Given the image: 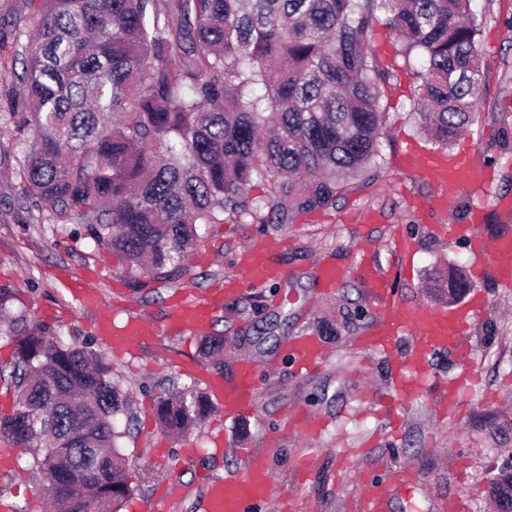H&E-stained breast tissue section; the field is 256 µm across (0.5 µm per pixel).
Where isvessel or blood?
Segmentation results:
<instances>
[{"label":"vessel or blood","instance_id":"1","mask_svg":"<svg viewBox=\"0 0 512 512\" xmlns=\"http://www.w3.org/2000/svg\"><path fill=\"white\" fill-rule=\"evenodd\" d=\"M406 158L415 165L424 180L438 188L444 200L452 197L461 186L475 191L483 190L490 177L487 167L476 164L465 152L447 156L412 147ZM483 221L482 212L476 210L468 223L449 225L448 232L468 243L475 276H483L491 269L501 282L511 285L512 236L487 239L478 231ZM352 272L368 286L380 311L370 335L361 338L360 343L387 355L392 371L394 399L403 401L432 390L436 393L439 408L455 406L460 397V383L436 387L427 357L436 351H462L463 338L472 319L482 308L479 296H471L465 304L451 310L432 309L401 301L396 297L387 274L365 257L351 269L334 262L321 264L315 271V278L322 292L328 293L340 286ZM282 275L283 271L274 263L269 249L261 244L252 245L240 255L235 277L227 280L222 289L216 290L205 302L176 300L169 321L184 332L193 335L204 333L210 328L225 296L236 293L244 286L265 287ZM74 291L86 306L95 308L92 329L114 354L129 352L135 342L152 334V326L135 317L128 319L124 326H115L111 310L102 306L98 293L88 288L86 282L75 283ZM404 336L412 337L416 342L415 352L408 356L396 350L397 342ZM285 353L299 369L309 371L322 361L325 346L320 336L306 333L290 338ZM257 374L255 363L245 359L240 361L232 384H225L223 378L217 376L207 377L208 391L225 418L236 419L253 411L257 397ZM323 425L322 417L301 411L296 412L289 421L291 429L306 437L316 436ZM246 458L247 471L244 476H227L204 483L201 512H247L249 504L269 498L271 486L265 454L251 450ZM414 481L413 472L406 468L389 481L363 479V492L355 504L357 512H387L396 490Z\"/></svg>","mask_w":512,"mask_h":512}]
</instances>
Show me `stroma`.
<instances>
[{
    "label": "stroma",
    "instance_id": "obj_1",
    "mask_svg": "<svg viewBox=\"0 0 512 512\" xmlns=\"http://www.w3.org/2000/svg\"><path fill=\"white\" fill-rule=\"evenodd\" d=\"M472 12L484 65L481 116L463 139L473 160L490 169L491 181L478 193L460 191L444 210H422V202L435 199L438 190L401 161L409 143L423 141L413 114L421 60H404L398 37L380 26L371 44L389 78L379 87L386 126L375 165L346 184L334 206L300 214L293 223L211 225L189 276L134 285L85 225L56 223L47 211L29 207L20 194L18 166L0 167V404L14 400L9 334L12 319L24 315L66 341L92 343L109 357L114 381L130 397L118 421L133 492L120 512H143L163 479L171 488L158 512H200L202 482L244 474L245 448L267 454L273 479L272 498L249 512H351L360 491L358 470L369 469L371 477L387 481L407 467L415 483L395 493L388 512H443V504L457 495L467 498L471 512H494L488 485L512 464V287L490 275L475 281L486 310L466 337L470 358L444 351L428 357L437 381L463 380V404L456 414L440 416L426 393L398 408L400 429L394 433L381 410L390 396L389 364L358 344L378 316L366 285L352 274L323 294L313 277L328 258L354 267L356 248L363 243L374 263L393 274L401 300L433 307L437 301L425 287L430 273L451 266L473 271L467 245L448 239L441 225L465 223L472 207L480 206L486 212L483 234L512 233V0H473ZM25 17L23 0H0V151L15 159L31 134L17 132L2 117L13 105L16 86L10 71ZM401 240L409 242L412 257L398 250ZM259 243L271 248L287 275L225 298L209 329L210 335L227 339L220 366L203 355L201 337L189 339L163 328L135 343L124 357L113 356L89 328L92 309L68 287L70 281L98 274L101 299L118 317L142 316L162 326L174 296L188 293L206 300L235 275L241 251ZM323 319L336 324L335 335L324 339V362L315 372L297 373L277 340L315 331ZM245 358L260 372L251 414L228 423L215 407L186 436L161 428L155 415L160 397L176 387L205 391L202 377L209 373L232 383ZM301 407L328 421L316 438L285 424V414ZM217 422L224 434L220 447L211 437ZM186 439L194 443L188 460L180 455ZM309 453L315 463L305 475L301 461ZM29 460L17 452L12 474H0V505H11V512H51Z\"/></svg>",
    "mask_w": 512,
    "mask_h": 512
}]
</instances>
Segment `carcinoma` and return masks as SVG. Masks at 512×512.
I'll return each mask as SVG.
<instances>
[{
  "mask_svg": "<svg viewBox=\"0 0 512 512\" xmlns=\"http://www.w3.org/2000/svg\"><path fill=\"white\" fill-rule=\"evenodd\" d=\"M15 56L32 132L21 194L76 219L125 274L181 278L213 224H290L336 203L344 180L378 155L386 80L370 47L382 25L425 59L417 118L442 148L479 121L483 59L471 0H27ZM262 189V195L252 191ZM267 213H262V208ZM429 288L453 300L466 274ZM16 403L0 435L24 445L54 512H119L132 493L113 418L127 396L89 343L17 317ZM203 355L224 354L208 336ZM207 398L158 400L159 423H198ZM512 512V472L488 487Z\"/></svg>",
  "mask_w": 512,
  "mask_h": 512,
  "instance_id": "cac0c4a2",
  "label": "carcinoma"
}]
</instances>
